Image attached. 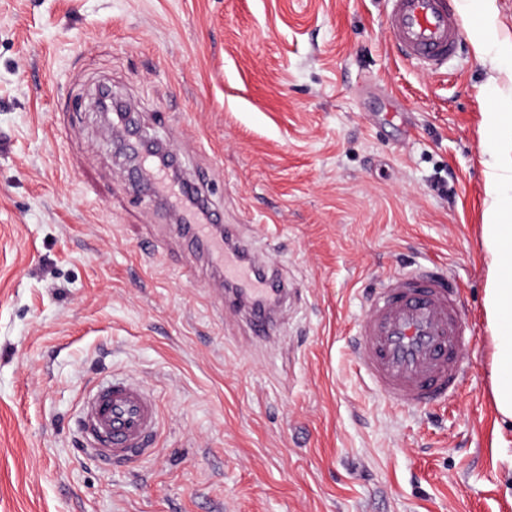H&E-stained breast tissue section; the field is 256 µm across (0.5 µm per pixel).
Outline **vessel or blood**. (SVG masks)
<instances>
[{"mask_svg":"<svg viewBox=\"0 0 512 512\" xmlns=\"http://www.w3.org/2000/svg\"><path fill=\"white\" fill-rule=\"evenodd\" d=\"M384 28L399 56L435 70L461 45L463 17L453 0H387ZM191 250L207 253L224 271L214 297L225 319L242 320L260 343L278 339L291 293L277 272L241 247L234 226L214 236L193 226ZM461 291L446 267L431 262L409 273H385L366 296L351 344L371 389L393 404L426 409L460 390L464 378ZM77 428L83 451L107 464L153 456L161 416L153 392L118 373L98 380L81 397Z\"/></svg>","mask_w":512,"mask_h":512,"instance_id":"obj_1","label":"vessel or blood"}]
</instances>
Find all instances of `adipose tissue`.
I'll list each match as a JSON object with an SVG mask.
<instances>
[{
	"instance_id": "obj_1",
	"label": "adipose tissue",
	"mask_w": 512,
	"mask_h": 512,
	"mask_svg": "<svg viewBox=\"0 0 512 512\" xmlns=\"http://www.w3.org/2000/svg\"><path fill=\"white\" fill-rule=\"evenodd\" d=\"M512 158L494 154L485 181L487 206L481 236L488 273L484 311L491 332V394L499 420L512 423V224L504 223L512 211Z\"/></svg>"
}]
</instances>
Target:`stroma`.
Returning a JSON list of instances; mask_svg holds the SVG:
<instances>
[{"mask_svg": "<svg viewBox=\"0 0 512 512\" xmlns=\"http://www.w3.org/2000/svg\"><path fill=\"white\" fill-rule=\"evenodd\" d=\"M385 0H0V512H512L481 247L488 81L470 38L430 72ZM179 154L294 288L271 348L127 179L100 90ZM462 289L446 404L375 395L350 331L382 274ZM136 375L162 446L104 470L73 431L96 379Z\"/></svg>", "mask_w": 512, "mask_h": 512, "instance_id": "1", "label": "stroma"}]
</instances>
